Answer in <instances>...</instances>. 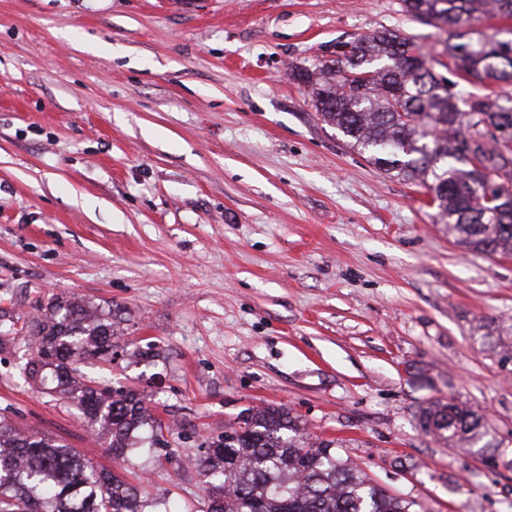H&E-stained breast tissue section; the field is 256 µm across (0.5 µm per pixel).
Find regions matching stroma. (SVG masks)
<instances>
[{
    "label": "stroma",
    "instance_id": "1",
    "mask_svg": "<svg viewBox=\"0 0 512 512\" xmlns=\"http://www.w3.org/2000/svg\"><path fill=\"white\" fill-rule=\"evenodd\" d=\"M395 29L400 0H0V333L55 295L112 316L95 362L167 424L148 500L197 512L193 464L246 409L290 411L425 512H512V255L457 243L420 182L319 117L296 70ZM0 352V418L124 470ZM451 397L481 448L417 426Z\"/></svg>",
    "mask_w": 512,
    "mask_h": 512
}]
</instances>
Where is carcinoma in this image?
<instances>
[{
	"label": "carcinoma",
	"mask_w": 512,
	"mask_h": 512,
	"mask_svg": "<svg viewBox=\"0 0 512 512\" xmlns=\"http://www.w3.org/2000/svg\"><path fill=\"white\" fill-rule=\"evenodd\" d=\"M404 12L436 27L493 15L512 18V0H400ZM445 43L446 67L457 76L437 87L431 59L399 31L356 39L346 61L295 74L327 125L380 171L432 178L431 203L448 232L487 255L512 253V97L458 101L466 85L512 82V40ZM366 72L369 77L357 78ZM494 127L475 163L460 139L465 127L479 138ZM494 178L491 194L473 198L471 186ZM31 357L21 368L34 391L81 410L124 461L145 439L159 444L166 425L132 389L114 390L85 371L86 359L112 360L111 316L85 303L52 300L25 323ZM421 430L446 446L474 448L484 416L463 403L435 402L417 414ZM205 477L201 512H413V503L385 492L331 444L311 442L283 407L242 412L231 431L210 441L195 460ZM148 501L120 474L82 459L45 435L24 434L0 420V512H146Z\"/></svg>",
	"instance_id": "obj_1"
}]
</instances>
